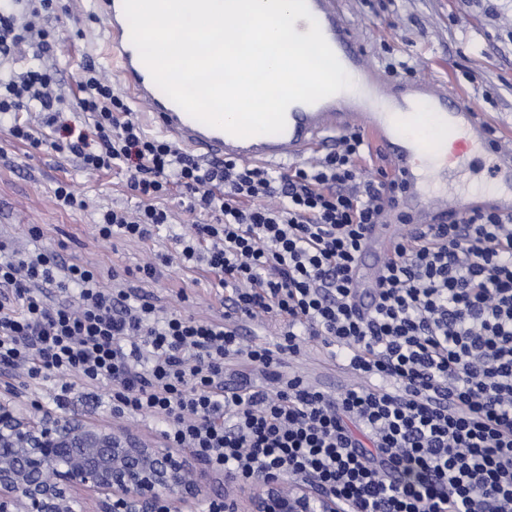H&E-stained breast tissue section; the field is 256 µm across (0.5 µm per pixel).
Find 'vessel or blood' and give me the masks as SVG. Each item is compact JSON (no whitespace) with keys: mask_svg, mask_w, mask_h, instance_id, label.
I'll return each mask as SVG.
<instances>
[{"mask_svg":"<svg viewBox=\"0 0 512 512\" xmlns=\"http://www.w3.org/2000/svg\"><path fill=\"white\" fill-rule=\"evenodd\" d=\"M96 6L106 20L104 58L126 92L145 106L156 132L196 157L285 169L334 148L337 134L347 130L359 132L379 151L399 178L402 197L399 211L388 212L366 235L354 275L358 295L371 294L375 287L400 214L416 227L458 219L457 176L469 160L484 158L490 171L470 210L512 215V136L499 135L475 104L431 81L391 82L367 61L339 0H307L311 16L297 19L294 29L304 34L318 22L352 87L313 104L293 103L283 132L246 138L194 119L154 83L131 41L123 0H97Z\"/></svg>","mask_w":512,"mask_h":512,"instance_id":"obj_1","label":"vessel or blood"}]
</instances>
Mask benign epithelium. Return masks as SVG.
Wrapping results in <instances>:
<instances>
[{
	"label": "benign epithelium",
	"mask_w": 512,
	"mask_h": 512,
	"mask_svg": "<svg viewBox=\"0 0 512 512\" xmlns=\"http://www.w3.org/2000/svg\"><path fill=\"white\" fill-rule=\"evenodd\" d=\"M183 512L208 493L179 448L122 426L98 428L79 417L45 413L34 422L19 396L0 397V512ZM230 512H338L336 499L298 482L290 492L262 478L227 502Z\"/></svg>",
	"instance_id": "1"
}]
</instances>
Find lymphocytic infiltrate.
I'll return each mask as SVG.
<instances>
[{
    "label": "lymphocytic infiltrate",
    "instance_id": "1",
    "mask_svg": "<svg viewBox=\"0 0 512 512\" xmlns=\"http://www.w3.org/2000/svg\"><path fill=\"white\" fill-rule=\"evenodd\" d=\"M56 12L57 0L0 5V119L12 137L123 173L142 203L102 211V239L152 240L171 220L157 201L173 194L208 219L124 288L0 243V366L34 383L61 378L60 407L72 386H111L113 416L162 423L169 447L238 489L310 478L353 512H512V217L467 211L400 238L361 307L353 274L366 230L400 197L384 168L367 167L361 134L285 171L195 160L146 134L95 61L65 92L39 24ZM175 262L205 268L222 306L274 324L277 341L165 308L145 287ZM307 341L354 385L332 395L287 371L285 355Z\"/></svg>",
    "mask_w": 512,
    "mask_h": 512
}]
</instances>
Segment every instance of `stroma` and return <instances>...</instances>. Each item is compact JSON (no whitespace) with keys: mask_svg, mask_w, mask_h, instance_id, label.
<instances>
[{"mask_svg":"<svg viewBox=\"0 0 512 512\" xmlns=\"http://www.w3.org/2000/svg\"><path fill=\"white\" fill-rule=\"evenodd\" d=\"M71 14L66 24L54 26L55 44L49 60L67 87H76L83 57L101 60L106 35L103 16L93 0H62ZM366 54L378 68L399 60L415 65V75L398 73L393 80L404 84L413 77H428L476 104L500 131H512V0H340ZM479 75L484 101L468 80ZM70 182L92 208L61 209L54 198L58 182ZM120 174L80 169L75 162L51 154L32 153L15 141L7 125L0 124V236L26 250L42 249L67 262L84 263L101 271L136 268L148 258L173 252L174 237L190 231L192 215L183 213L179 198L166 200L178 221L161 227L148 242L102 240L96 228L97 211L113 206L136 208ZM39 226L42 235L32 239L29 229ZM150 289L163 305L198 318L216 315L220 309L213 276L205 270L172 265ZM189 302H181V294ZM308 382L338 394L353 379L329 363L315 345L305 347L290 361ZM62 413L77 415L109 428L115 425L107 389L85 397L73 387Z\"/></svg>","mask_w":512,"mask_h":512,"instance_id":"35a3bbf8","label":"stroma"}]
</instances>
